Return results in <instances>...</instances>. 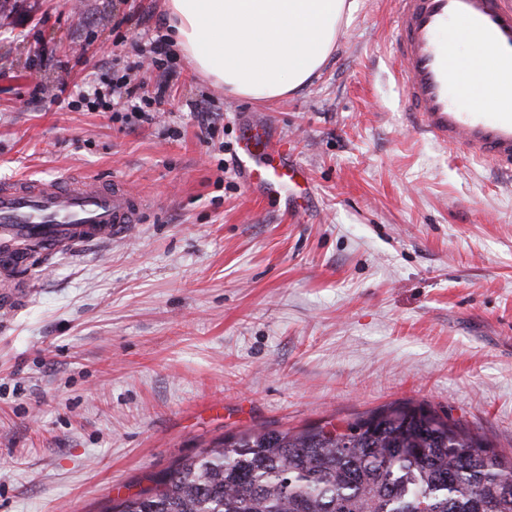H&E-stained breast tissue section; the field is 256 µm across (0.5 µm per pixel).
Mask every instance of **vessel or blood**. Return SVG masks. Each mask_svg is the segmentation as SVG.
Here are the masks:
<instances>
[{
  "label": "vessel or blood",
  "instance_id": "vessel-or-blood-1",
  "mask_svg": "<svg viewBox=\"0 0 512 512\" xmlns=\"http://www.w3.org/2000/svg\"><path fill=\"white\" fill-rule=\"evenodd\" d=\"M396 73L411 127L468 160L512 176V112L469 103L470 77L455 61L453 44L475 39L493 62L502 90L512 94V0H392ZM239 169L256 199H275L298 218L311 203L300 187L307 169L289 158L287 143L264 124L242 128ZM143 196L125 181L69 177L0 182V269L25 280L34 253L75 250L107 242L138 224Z\"/></svg>",
  "mask_w": 512,
  "mask_h": 512
}]
</instances>
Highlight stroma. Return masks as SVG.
Segmentation results:
<instances>
[{
    "mask_svg": "<svg viewBox=\"0 0 512 512\" xmlns=\"http://www.w3.org/2000/svg\"><path fill=\"white\" fill-rule=\"evenodd\" d=\"M356 2L286 99L225 95L179 54L142 126L53 91L137 60L165 0L0 5V180L116 176L150 202L112 242L35 261L0 306V512H110L224 435L390 405L512 452V178L411 130L392 4ZM202 100L212 137L191 116ZM253 117L308 168L304 219L244 187Z\"/></svg>",
    "mask_w": 512,
    "mask_h": 512,
    "instance_id": "stroma-1",
    "label": "stroma"
}]
</instances>
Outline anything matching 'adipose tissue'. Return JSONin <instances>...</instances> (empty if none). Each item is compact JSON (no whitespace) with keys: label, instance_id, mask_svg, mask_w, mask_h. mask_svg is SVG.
<instances>
[{"label":"adipose tissue","instance_id":"adipose-tissue-1","mask_svg":"<svg viewBox=\"0 0 512 512\" xmlns=\"http://www.w3.org/2000/svg\"><path fill=\"white\" fill-rule=\"evenodd\" d=\"M353 0H166L170 36L194 71L230 95L256 102L294 93L318 75L336 48ZM464 57L475 107L512 111L494 99L492 63L477 45Z\"/></svg>","mask_w":512,"mask_h":512}]
</instances>
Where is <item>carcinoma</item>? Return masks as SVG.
I'll use <instances>...</instances> for the list:
<instances>
[{
	"label": "carcinoma",
	"instance_id": "cac0c4a2",
	"mask_svg": "<svg viewBox=\"0 0 512 512\" xmlns=\"http://www.w3.org/2000/svg\"><path fill=\"white\" fill-rule=\"evenodd\" d=\"M112 512H512V456L431 409L389 407L225 436Z\"/></svg>",
	"mask_w": 512,
	"mask_h": 512
}]
</instances>
